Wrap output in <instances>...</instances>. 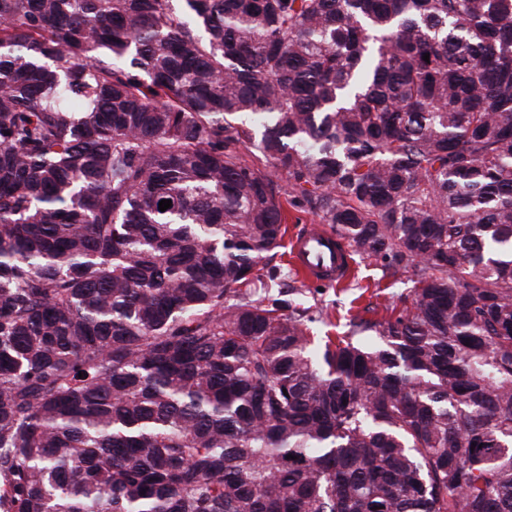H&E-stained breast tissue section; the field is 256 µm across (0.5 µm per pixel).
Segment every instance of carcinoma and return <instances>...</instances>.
Masks as SVG:
<instances>
[{"mask_svg": "<svg viewBox=\"0 0 512 512\" xmlns=\"http://www.w3.org/2000/svg\"><path fill=\"white\" fill-rule=\"evenodd\" d=\"M172 2L0 0V512H512V0ZM304 221L320 222L321 220L314 214L288 208L285 248L275 251L269 266L280 267L282 275L278 281L290 284L294 288H309L311 293L306 291L308 305L316 303L328 315L324 323L312 325L311 335L317 336L319 340L326 339L325 336H346L350 320L369 300L377 306L375 318L378 319L390 315V309L387 312L386 307L391 308L397 305L399 308L402 305L400 295L403 293L402 299H404L407 294L405 288L408 286L400 282L406 280L405 277H382L381 262L373 258L361 260L355 257L354 273L347 281L337 285V288L336 283L328 285L302 283L299 278L308 284L340 282L348 277L353 267V258L349 250L324 225L305 224L289 239L295 228L304 224ZM288 245L294 259L293 267L298 276L293 275L295 272L290 266ZM319 288H323V291H319ZM362 288H369V291L353 302L352 300L363 291L360 290ZM377 288H380L378 297L371 299V292Z\"/></svg>", "mask_w": 512, "mask_h": 512, "instance_id": "cac0c4a2", "label": "carcinoma"}]
</instances>
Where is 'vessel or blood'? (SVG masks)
Returning <instances> with one entry per match:
<instances>
[{
    "mask_svg": "<svg viewBox=\"0 0 512 512\" xmlns=\"http://www.w3.org/2000/svg\"><path fill=\"white\" fill-rule=\"evenodd\" d=\"M293 267L308 284L346 279L353 267L349 250L324 225L307 224L289 240Z\"/></svg>",
    "mask_w": 512,
    "mask_h": 512,
    "instance_id": "vessel-or-blood-1",
    "label": "vessel or blood"
}]
</instances>
